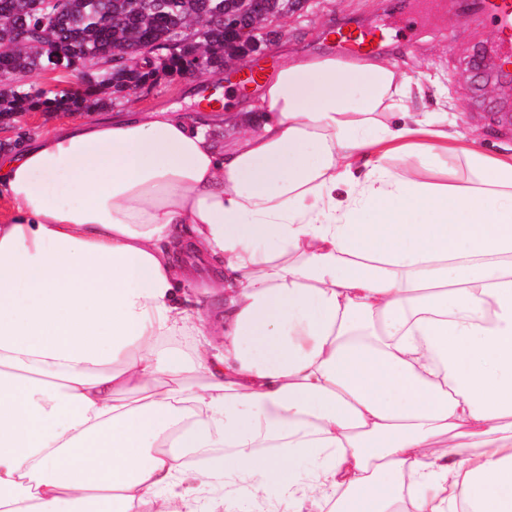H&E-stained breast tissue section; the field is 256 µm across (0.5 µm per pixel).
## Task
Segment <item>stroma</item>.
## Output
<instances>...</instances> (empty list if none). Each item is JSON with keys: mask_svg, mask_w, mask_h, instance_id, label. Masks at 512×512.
I'll return each mask as SVG.
<instances>
[{"mask_svg": "<svg viewBox=\"0 0 512 512\" xmlns=\"http://www.w3.org/2000/svg\"><path fill=\"white\" fill-rule=\"evenodd\" d=\"M341 26L388 28L392 38L383 56L435 83V91L412 105L406 121L428 118L490 156L512 148V126L500 121L501 113H512V86L501 81L496 30L482 13L469 10L466 0H441L433 11L424 8L423 0H304L285 14L244 68L269 74L278 69L285 52L330 54L335 49L330 35ZM239 81L236 75L164 76L139 98L114 101L112 109L146 111L178 105L191 114L204 105L202 91L217 85L222 108L231 111L252 95L251 90L241 89ZM59 118L56 112H23L1 120L0 150L16 149L23 136L51 132Z\"/></svg>", "mask_w": 512, "mask_h": 512, "instance_id": "stroma-1", "label": "stroma"}]
</instances>
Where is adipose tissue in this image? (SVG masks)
<instances>
[{"instance_id":"adipose-tissue-1","label":"adipose tissue","mask_w":512,"mask_h":512,"mask_svg":"<svg viewBox=\"0 0 512 512\" xmlns=\"http://www.w3.org/2000/svg\"><path fill=\"white\" fill-rule=\"evenodd\" d=\"M420 85L287 60L249 113L0 156V512H512V154L377 123ZM415 155L446 183L393 173Z\"/></svg>"}]
</instances>
